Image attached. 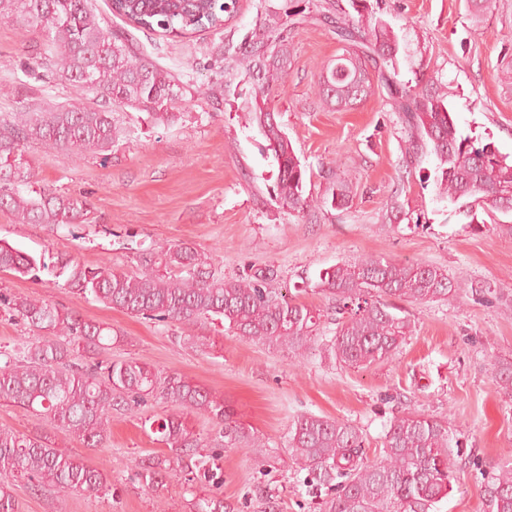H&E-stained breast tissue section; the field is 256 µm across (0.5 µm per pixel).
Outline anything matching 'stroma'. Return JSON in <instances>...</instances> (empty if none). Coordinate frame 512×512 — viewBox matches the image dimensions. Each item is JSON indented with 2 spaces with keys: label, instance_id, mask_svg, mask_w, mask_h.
<instances>
[{
  "label": "stroma",
  "instance_id": "1",
  "mask_svg": "<svg viewBox=\"0 0 512 512\" xmlns=\"http://www.w3.org/2000/svg\"><path fill=\"white\" fill-rule=\"evenodd\" d=\"M308 0H236L224 32L241 40L272 12H300ZM365 25L384 23L399 43L400 81H432L461 135L494 145L512 159V0H495L473 17L468 0H367ZM159 66L179 73L193 96L170 126L145 113H117L131 128L112 146L108 163L88 154H27L42 184L86 199V223L57 230L18 223L0 211V240L38 256L62 253L95 266L104 261L135 273L140 245H194L213 256L225 278L257 267L277 272L276 287L298 289V301L331 311L329 296L313 291L320 270L344 261L386 257L445 269L465 284L512 279V217L489 213L469 199L450 201L440 190L439 161L430 151L409 160L408 133L382 87L350 107L327 104L320 75L342 49L323 24L290 30L292 65L274 98L275 110L307 169L306 196L319 206L288 210L277 194V163L251 110L255 84L239 72L211 99L215 71L210 46L217 37L190 38L158 31L135 34ZM42 40L0 21V115L20 105L80 97L78 88L26 76L22 64ZM349 202L333 200L337 182ZM39 295L82 319L109 326L121 344L115 360L135 357L174 372L223 398L234 420L270 447L261 456L225 448L224 497L237 512H314L303 472L286 450L288 428L313 413L349 423L365 438L369 462L381 458L382 437L393 415L416 410L450 421L467 460L440 512H488L482 487L488 473L512 461V403L494 379L495 359L512 356V305L461 293L450 304L409 303L411 331L392 361L346 368L312 355L294 359L210 323L194 333L211 347L183 339L185 330L113 309L70 292L51 277L33 281L0 271V292ZM169 403L142 412L116 411L101 448H87L14 403L0 400V428L41 434L104 473L109 493L75 492L58 499L31 491L22 479L12 491L19 512H189L191 495L173 478L157 492L136 478L144 457L165 453L143 417L177 414ZM269 490L275 509L261 497Z\"/></svg>",
  "mask_w": 512,
  "mask_h": 512
}]
</instances>
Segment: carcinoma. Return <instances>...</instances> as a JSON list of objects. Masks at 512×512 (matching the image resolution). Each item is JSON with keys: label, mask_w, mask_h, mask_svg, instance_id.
<instances>
[{"label": "carcinoma", "mask_w": 512, "mask_h": 512, "mask_svg": "<svg viewBox=\"0 0 512 512\" xmlns=\"http://www.w3.org/2000/svg\"><path fill=\"white\" fill-rule=\"evenodd\" d=\"M357 16L333 13L330 0H310L293 24L329 22L344 43L336 66L321 76L325 100L352 105L372 94L376 74L392 110L411 132L408 152L426 145L440 160V187L448 198H472L491 212L512 213V161L489 144L458 133L444 97L431 84L396 79L399 51L381 23L362 24L363 0H351ZM229 3L213 0H110L113 15L136 29L161 30L181 38L210 31L221 35L211 56L219 72L243 68L255 82L254 118L278 165L282 204L301 213L313 207L304 195L307 170L270 103L281 87L291 53L288 27L277 15L236 42L224 35ZM0 21L41 36L44 49L24 74L74 85L90 97L66 104L22 105L0 116V210L22 224L57 229L82 224L87 201L39 184L27 156L31 142L47 150L89 153L107 163L121 133L114 114L127 108L147 113L156 125L181 118L187 89L133 42L108 25L90 0H0ZM142 270L120 272L109 262L85 266L67 254L36 258L0 241V271L39 280L47 273L59 286L133 316L172 320L192 327L217 321L225 330L296 357L319 351L354 368L392 359L410 332L398 302H450L461 283L436 266L369 257L320 270L314 288L334 300L333 335L320 334L324 314L273 286L277 274L258 268L224 278L213 257L182 243L139 249ZM0 310L21 322L32 336L11 351L0 350V400L16 403L88 448L110 437L112 412L163 400L186 412H200L220 429L207 443L180 416L151 421L149 428L171 455L137 464L143 485L156 491L182 477L192 495L191 512H235L224 500L226 447L264 448L208 389L176 374L129 358L112 362L100 355L112 345V329L62 311L38 297L0 292ZM501 388L512 391V358L493 367ZM290 457L306 471L303 485L325 492L318 512H438L456 480L453 456L461 454L449 423L419 411L393 416L386 425L381 459L366 460L364 436L355 427L314 414L298 416L288 431ZM0 475L24 478L31 489L49 484L64 496L75 491L107 492L106 476L66 454L40 435L0 429ZM489 512H512V463L499 466L482 491ZM0 512H18L7 482L0 481Z\"/></svg>", "instance_id": "1"}]
</instances>
